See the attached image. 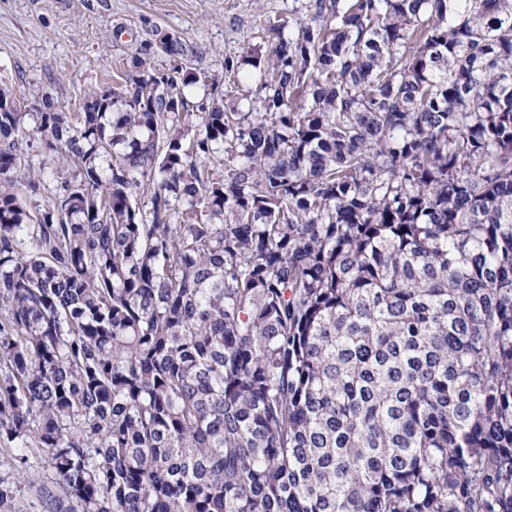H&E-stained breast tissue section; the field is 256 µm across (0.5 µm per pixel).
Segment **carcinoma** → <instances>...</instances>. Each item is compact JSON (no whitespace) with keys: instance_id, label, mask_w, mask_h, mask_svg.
Here are the masks:
<instances>
[{"instance_id":"1","label":"carcinoma","mask_w":512,"mask_h":512,"mask_svg":"<svg viewBox=\"0 0 512 512\" xmlns=\"http://www.w3.org/2000/svg\"><path fill=\"white\" fill-rule=\"evenodd\" d=\"M256 112L162 31L0 93V439L41 512H512V0H310ZM30 117L32 129L25 127ZM78 164L32 213L30 133Z\"/></svg>"}]
</instances>
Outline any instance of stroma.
Here are the masks:
<instances>
[{
	"mask_svg": "<svg viewBox=\"0 0 512 512\" xmlns=\"http://www.w3.org/2000/svg\"><path fill=\"white\" fill-rule=\"evenodd\" d=\"M308 0H0V92L30 111L51 94L77 112L85 92L118 85L137 44L162 30L178 36L198 71L224 82L227 107L257 101L254 77L224 75V59L266 50V20L304 18ZM53 471L39 456L27 465L0 443V512H40L34 485Z\"/></svg>",
	"mask_w": 512,
	"mask_h": 512,
	"instance_id": "obj_1",
	"label": "stroma"
}]
</instances>
